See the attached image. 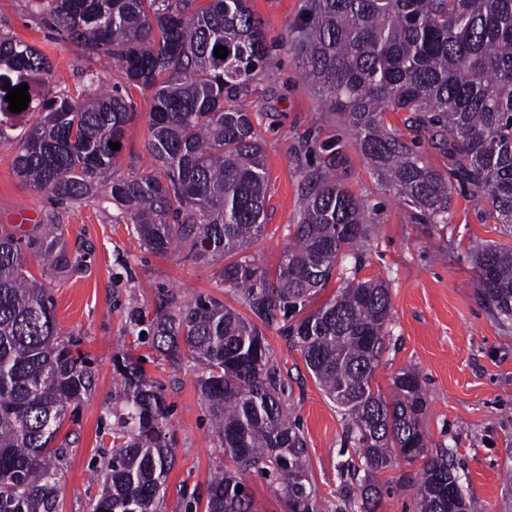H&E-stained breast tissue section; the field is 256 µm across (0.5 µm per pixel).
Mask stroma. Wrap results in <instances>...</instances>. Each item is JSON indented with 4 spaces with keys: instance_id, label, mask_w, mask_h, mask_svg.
<instances>
[{
    "instance_id": "stroma-1",
    "label": "stroma",
    "mask_w": 512,
    "mask_h": 512,
    "mask_svg": "<svg viewBox=\"0 0 512 512\" xmlns=\"http://www.w3.org/2000/svg\"><path fill=\"white\" fill-rule=\"evenodd\" d=\"M307 0H250L272 45L264 71L241 104L263 139L268 177L265 231L254 245L261 264L276 270L292 241L299 215L298 171L316 165L319 146L336 138L343 146L338 175L364 200L374 222L360 258L346 257L307 304L313 313L350 280L383 279L392 317L386 351L373 382L391 394L403 368L418 370L427 404L420 427L430 448L447 449L471 512H512V319L501 320L476 286L475 258L489 244L512 247V232L473 204L470 190L455 186L447 224H417L377 182L337 115L325 111L303 76L292 43ZM0 32L22 39L47 56L50 91L78 93L88 75L102 87L119 86L135 111L114 169L118 178L151 171L148 139L150 90L126 84L111 58L88 55L34 19L27 0H0ZM26 131L0 139V231L23 240L60 237L68 270L43 274L35 256L26 267L55 301L60 337L75 342L94 373V387L67 415L55 440L67 450L59 512H89L98 493L94 465L104 464L112 442V394L125 357L138 359L160 387L168 406L174 463L160 512H184L187 501L205 500L209 479L230 465L223 440L211 425L197 390L203 368L193 360L171 364L128 328L131 310L153 316L161 297L190 300L206 293L237 310L246 307L222 282L223 259L195 262L185 254L158 255L140 241L127 215L107 201L55 200L14 173L12 162ZM270 362L289 384L288 411L306 439L310 476L321 512H347L340 496L343 463L354 456L341 409L308 371L282 326L264 331ZM421 460L396 457L377 473L376 512H413Z\"/></svg>"
}]
</instances>
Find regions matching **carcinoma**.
I'll list each match as a JSON object with an SVG mask.
<instances>
[{
	"instance_id": "carcinoma-1",
	"label": "carcinoma",
	"mask_w": 512,
	"mask_h": 512,
	"mask_svg": "<svg viewBox=\"0 0 512 512\" xmlns=\"http://www.w3.org/2000/svg\"><path fill=\"white\" fill-rule=\"evenodd\" d=\"M31 14L92 56H109L122 79L152 91L146 150L150 172L111 177L133 112L118 86L90 78L76 95L46 96L48 58L0 34V132L37 113L13 159L34 188L64 201L103 195L123 209L156 254L222 257L225 285L252 318L198 294L161 300L154 317H129L164 358L204 367L200 396L234 467L211 478L205 512H258L239 492L244 475L271 478L288 512H320L306 441L285 411V385L270 366L262 327L284 321L307 369L348 417L358 455L341 487L357 512H375L377 472L394 450L425 457L416 512H469L448 450L426 453L419 424L426 397L419 374L393 378L387 400L372 386L385 351L392 306L379 278L351 281L314 313L296 318L367 235L364 202L336 177V140L317 168L300 169L302 206L294 244L275 274L251 246L265 225L267 172L251 116L236 101L252 93L269 46L249 0H28ZM297 40L307 80L325 109L347 124L377 181L420 224L451 221L452 181L471 187L495 223L512 227V0H308ZM222 45L228 55L214 56ZM29 86L28 108L13 113L8 88ZM409 112L415 140L448 157L453 179L424 162L414 140L386 125ZM60 273L69 259L56 238L0 233V512H58L65 449L55 448L71 409L92 390L85 360L59 339L54 301L25 267V252ZM478 287L512 319V248L477 256ZM147 328H141L142 324ZM112 408V455L97 471L90 512H156L174 458L159 388L126 366Z\"/></svg>"
}]
</instances>
